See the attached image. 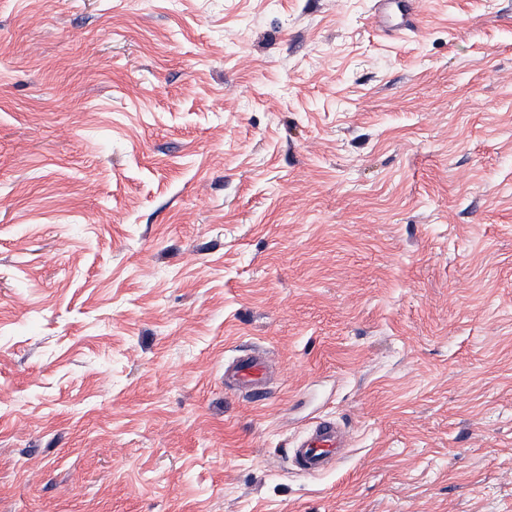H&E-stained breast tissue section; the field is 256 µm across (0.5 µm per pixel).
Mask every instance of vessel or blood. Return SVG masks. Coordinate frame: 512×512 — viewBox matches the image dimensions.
I'll list each match as a JSON object with an SVG mask.
<instances>
[{
	"mask_svg": "<svg viewBox=\"0 0 512 512\" xmlns=\"http://www.w3.org/2000/svg\"><path fill=\"white\" fill-rule=\"evenodd\" d=\"M414 0H375L373 19L386 33L401 34L413 27ZM270 380V359L263 352L241 351L224 364V385L248 398L264 395ZM347 444L344 429L334 420L320 419L298 439L289 453L297 471L315 476L333 468Z\"/></svg>",
	"mask_w": 512,
	"mask_h": 512,
	"instance_id": "vessel-or-blood-1",
	"label": "vessel or blood"
}]
</instances>
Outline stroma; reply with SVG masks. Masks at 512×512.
Returning a JSON list of instances; mask_svg holds the SVG:
<instances>
[{
	"mask_svg": "<svg viewBox=\"0 0 512 512\" xmlns=\"http://www.w3.org/2000/svg\"><path fill=\"white\" fill-rule=\"evenodd\" d=\"M419 2L0 0V512H512V0ZM415 10L412 0H375V26L386 33L402 34L412 29ZM270 359L263 352L241 353L224 364V386L240 395L258 398L265 394L270 380ZM347 435L334 420L318 419L289 448L292 464L297 471L316 476L333 468L346 448Z\"/></svg>",
	"mask_w": 512,
	"mask_h": 512,
	"instance_id": "obj_1",
	"label": "stroma"
}]
</instances>
